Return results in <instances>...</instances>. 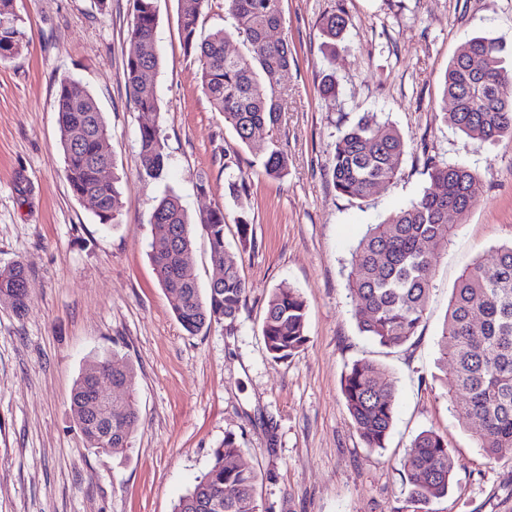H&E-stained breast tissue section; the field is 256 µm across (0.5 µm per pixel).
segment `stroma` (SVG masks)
<instances>
[{
	"label": "stroma",
	"instance_id": "stroma-1",
	"mask_svg": "<svg viewBox=\"0 0 512 512\" xmlns=\"http://www.w3.org/2000/svg\"><path fill=\"white\" fill-rule=\"evenodd\" d=\"M155 6L161 110L147 113L126 87L129 0H14L29 42L0 62V266H27L31 307L20 317L0 304V512H173L228 433L260 474L263 512H408L403 461L424 429L446 436L457 459L451 490L428 512H512V459L489 460L477 447L449 410L436 366L459 275L512 239V141H467L445 125L442 83L474 36L505 43L512 65V0H282L274 35L294 51L282 77L287 101L256 150L239 146L201 92L199 63L180 37L181 0ZM340 6L348 24L332 56L319 22ZM325 73L336 77V100L317 93ZM66 77L94 95L110 131L122 208L109 224L64 177L53 101ZM366 112L392 123L406 148L397 178L351 200L334 188L331 149ZM146 123L159 126L168 156L159 180L139 174ZM273 141L288 155L279 179L262 167L260 149ZM228 153L246 180L237 199L224 189ZM431 156L470 167L483 193L435 256L419 338L387 349L356 328L350 253L367 225L428 187ZM168 188L191 216L224 209L229 250L249 286L234 324L192 336L172 313L149 259L152 208ZM282 284L307 304L309 341L276 362L261 326ZM114 351L136 373L139 417L123 457L89 449L70 409L85 362ZM361 359L397 382L382 449L365 446L341 389L345 370Z\"/></svg>",
	"mask_w": 512,
	"mask_h": 512
}]
</instances>
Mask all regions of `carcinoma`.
Instances as JSON below:
<instances>
[{
    "label": "carcinoma",
    "mask_w": 512,
    "mask_h": 512,
    "mask_svg": "<svg viewBox=\"0 0 512 512\" xmlns=\"http://www.w3.org/2000/svg\"><path fill=\"white\" fill-rule=\"evenodd\" d=\"M206 0H186L180 14V34L187 54L200 66L201 90L241 145L255 148L254 133L278 125L284 112L281 76L293 61L286 39L270 33L282 26V0H224L236 21V32L249 45L242 55H228V33L220 28L201 35L200 17ZM343 10L323 16L320 32L334 53L346 30ZM155 0H132L131 42L140 54L128 58L126 85L141 112L159 111L157 77L161 60L155 48ZM27 32L14 12L13 0H0V61L17 57L27 44ZM505 47L490 38L474 36L451 59L444 77L443 99L454 107L441 113L442 121L467 139L480 142L512 141V71L504 66ZM319 95L334 101L336 78L322 76ZM54 110L64 156V174L73 194L92 195L102 208L100 223L117 219L122 203L116 181L100 177V165L111 164L101 153L108 126L93 94L79 81H60ZM140 175L157 180L166 167L159 128L142 125L138 133ZM405 152L400 132L366 112L343 131L331 152L336 192L363 200L382 184L395 179ZM263 168L271 178L288 169L284 152L272 145L264 150ZM426 169L431 187L380 224L368 226L352 250L354 319L359 333L380 346L396 349L411 342L427 317L433 289L432 256L455 235L448 211L466 217L483 192L478 174L462 163L429 158ZM152 264L161 266L157 279L167 292L172 311L191 335L221 321L235 322L247 296V284L229 254L224 233V210L212 209L192 220L180 197L166 192L151 214ZM206 236L210 260L224 263V281L200 288L195 271L185 260L193 251L196 231ZM28 273L15 261L0 266V302L19 315L30 307L22 288ZM307 308L299 291L289 285L274 289L262 324V338L270 357L285 361L309 341ZM437 365L443 373L448 400L462 424L486 457L512 458V240L496 248L488 265L477 260L458 277L448 302L438 339ZM112 371L120 385V399L129 416L119 434L100 423L87 408L93 375ZM134 368L115 357L101 356L83 368L70 397V408L88 447L98 453L123 455L131 448L138 420ZM346 407L363 442L383 448L393 427L396 386L385 367L372 361L354 362L341 379ZM410 485L408 502L422 512L430 502L448 494L456 459L447 440L428 429L416 435L403 461ZM257 469L243 457L236 437L224 436L213 449L211 462L193 487L181 496L173 512H215L217 493L229 489L224 512H260Z\"/></svg>",
    "instance_id": "carcinoma-1"
}]
</instances>
